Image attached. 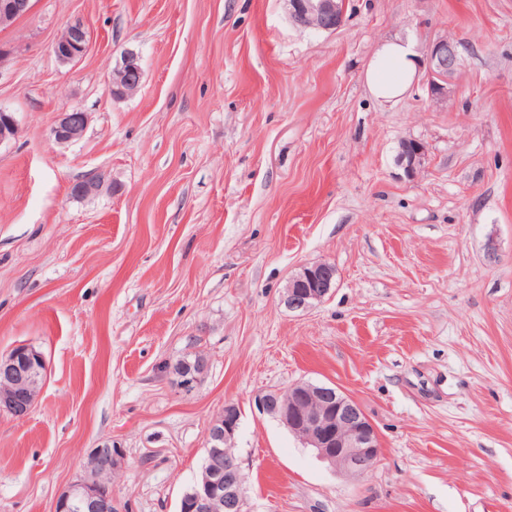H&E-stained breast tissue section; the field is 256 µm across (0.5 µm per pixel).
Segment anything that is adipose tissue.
<instances>
[{
  "label": "adipose tissue",
  "instance_id": "1",
  "mask_svg": "<svg viewBox=\"0 0 512 512\" xmlns=\"http://www.w3.org/2000/svg\"><path fill=\"white\" fill-rule=\"evenodd\" d=\"M422 61L407 43L399 39L381 43L364 70L369 92L384 103L402 98L417 80Z\"/></svg>",
  "mask_w": 512,
  "mask_h": 512
}]
</instances>
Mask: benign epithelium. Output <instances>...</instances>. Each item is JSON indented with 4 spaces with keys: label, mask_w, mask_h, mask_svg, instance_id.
<instances>
[{
    "label": "benign epithelium",
    "mask_w": 512,
    "mask_h": 512,
    "mask_svg": "<svg viewBox=\"0 0 512 512\" xmlns=\"http://www.w3.org/2000/svg\"><path fill=\"white\" fill-rule=\"evenodd\" d=\"M290 16L300 29L333 32L344 23L342 0H287ZM32 10L31 0H0V27L11 25ZM90 31L82 20L69 22L52 44V52L62 64L80 61L87 52ZM459 67V43L441 38L427 54L422 86L432 98L447 94L448 81ZM143 69L139 55L124 52L112 69L107 92L119 101L140 87ZM88 124L85 112H61L51 129L59 144L80 139ZM19 126L13 113L0 108V144L16 138ZM425 156L424 145L416 140L401 142L397 163L407 178L415 177ZM104 181L90 177L76 183L72 194L89 197L99 194ZM336 269L325 261L305 264L293 274L280 297L286 309L308 311L324 301L334 287ZM44 355L34 346L17 344L0 354V412L22 418L29 414L46 377ZM208 361L198 354L169 365L177 385L191 390L207 375ZM258 411L279 419L306 447L334 467L361 476L380 454L376 429L360 406L343 390L326 384L297 383L283 391H269L255 398ZM240 425V410L227 402L209 423L206 442L211 444L207 463L192 491L181 498V512H242L245 508V476L241 468L231 471L224 463L222 444L234 442ZM123 456L109 444L90 452L91 475L72 483L56 499L53 512H116L112 499V477Z\"/></svg>",
    "instance_id": "obj_1"
}]
</instances>
